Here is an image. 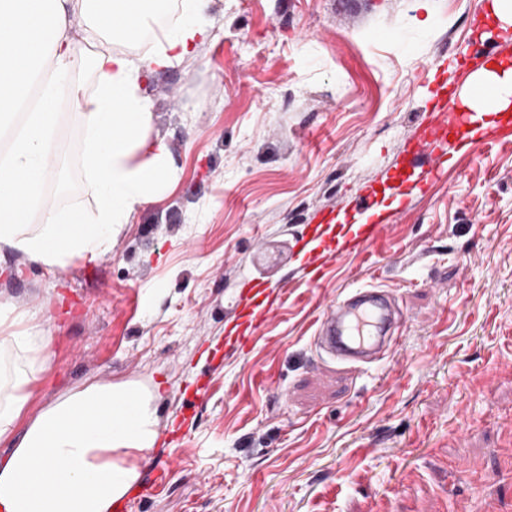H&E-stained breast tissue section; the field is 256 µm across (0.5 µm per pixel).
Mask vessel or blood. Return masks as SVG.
<instances>
[{
  "instance_id": "b4317fda",
  "label": "vessel or blood",
  "mask_w": 512,
  "mask_h": 512,
  "mask_svg": "<svg viewBox=\"0 0 512 512\" xmlns=\"http://www.w3.org/2000/svg\"><path fill=\"white\" fill-rule=\"evenodd\" d=\"M454 100L438 99L415 133V143L407 151L405 165L419 168L418 189L440 181L452 154H464L480 144L506 142L498 125L472 120L470 113H454ZM354 224H319L307 243L309 256L302 270L312 281L321 280L329 251L337 255L360 252L382 235L391 215L371 195H359L353 202ZM278 293L258 282L252 292L242 295L225 349L237 352L255 338L274 312ZM403 312L394 296L376 286L350 289L322 310L312 338L320 355L333 363L349 364L362 370L385 359L396 345V332Z\"/></svg>"
}]
</instances>
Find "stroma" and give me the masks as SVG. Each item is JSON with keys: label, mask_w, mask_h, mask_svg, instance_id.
<instances>
[{"label": "stroma", "mask_w": 512, "mask_h": 512, "mask_svg": "<svg viewBox=\"0 0 512 512\" xmlns=\"http://www.w3.org/2000/svg\"><path fill=\"white\" fill-rule=\"evenodd\" d=\"M488 0H209V41L150 75L154 142L177 181L111 250L51 271L0 253V302L44 308L48 368L26 419L93 383H162L166 487L132 512H512V143L453 157L413 191L395 170L452 58L512 62ZM63 183L92 208L77 108ZM412 193L379 240L301 279L304 238L352 200ZM287 281L242 353L224 329L246 278ZM397 299L372 370L319 365L314 320L349 289ZM209 387L195 399L197 382Z\"/></svg>", "instance_id": "stroma-1"}]
</instances>
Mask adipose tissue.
Returning <instances> with one entry per match:
<instances>
[{
    "instance_id": "1",
    "label": "adipose tissue",
    "mask_w": 512,
    "mask_h": 512,
    "mask_svg": "<svg viewBox=\"0 0 512 512\" xmlns=\"http://www.w3.org/2000/svg\"><path fill=\"white\" fill-rule=\"evenodd\" d=\"M0 0V251L56 270L112 248L138 208L175 174L153 147V103L144 82L192 59L208 37L203 0ZM150 35L145 54L131 43ZM93 91L81 96L79 76ZM474 84L498 89L468 109L497 120L512 114V68L492 60ZM76 100L78 154L89 211L43 201L59 155L61 99ZM41 313L0 304V512H112L136 482L128 455L158 441L156 396L136 382L87 387L22 422L31 389L46 371L49 343Z\"/></svg>"
}]
</instances>
